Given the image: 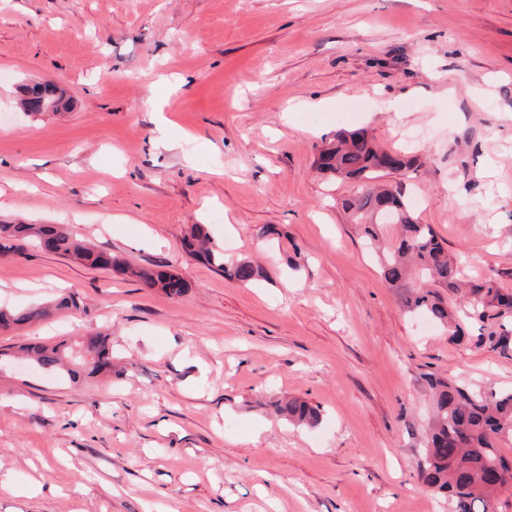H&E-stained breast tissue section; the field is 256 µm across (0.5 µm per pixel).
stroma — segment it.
Returning a JSON list of instances; mask_svg holds the SVG:
<instances>
[{"instance_id": "stroma-1", "label": "stroma", "mask_w": 512, "mask_h": 512, "mask_svg": "<svg viewBox=\"0 0 512 512\" xmlns=\"http://www.w3.org/2000/svg\"><path fill=\"white\" fill-rule=\"evenodd\" d=\"M45 81L66 108L21 111ZM346 109L417 151L413 216L512 291V0H0V224H61L189 284L0 255V308L80 299L0 329V512H449L417 478L423 376L512 388V357L383 281L341 208L355 183L315 167ZM194 224L264 278L187 255ZM97 333L110 372L16 365ZM287 396L319 424L276 415Z\"/></svg>"}]
</instances>
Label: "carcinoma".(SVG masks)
Here are the masks:
<instances>
[{"instance_id":"1","label":"carcinoma","mask_w":512,"mask_h":512,"mask_svg":"<svg viewBox=\"0 0 512 512\" xmlns=\"http://www.w3.org/2000/svg\"><path fill=\"white\" fill-rule=\"evenodd\" d=\"M58 102L57 87L52 82L23 88L21 105L27 111L40 112ZM316 165L324 173L357 185V193L343 200L342 207L360 227L367 243L379 238L381 225L400 226L398 244L379 257L380 274L390 287L401 290L407 312L447 327L458 342L470 339L465 321L477 322L479 345L512 356V291H503L493 278L464 280L462 270L454 264L432 225L414 220L400 184L376 185L384 177L405 176L416 170L417 156L379 148L364 129H340L320 149ZM31 242L92 268L135 277L170 297L181 296L188 288L180 275L164 265L133 268L63 227L0 224V252L20 254ZM184 248L228 280L250 284L262 277L261 269L250 261H224V250L213 243L204 224L191 227ZM440 288L463 293L465 320L448 311ZM52 312L51 307L43 305L1 309L0 328L44 319ZM26 352L37 368L48 373L63 369L74 379L82 371L95 374L112 369V345L104 336H78L70 343L30 347ZM427 384L433 417L417 463L420 481L445 493L453 512H496L497 495L512 487V460L498 448V440L512 433V389L485 391L474 384L437 377L429 378ZM275 410L299 426H314L320 419L319 409L300 399L280 402Z\"/></svg>"}]
</instances>
